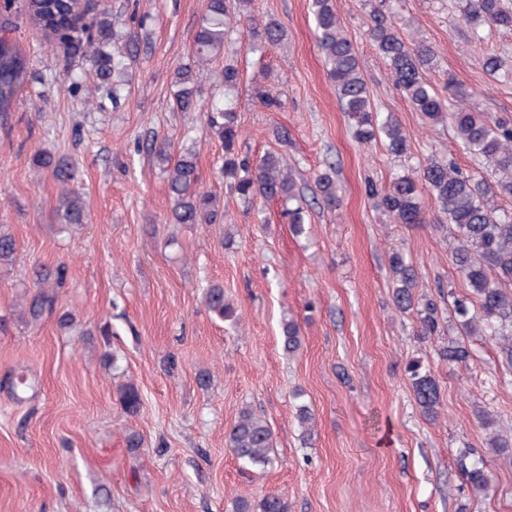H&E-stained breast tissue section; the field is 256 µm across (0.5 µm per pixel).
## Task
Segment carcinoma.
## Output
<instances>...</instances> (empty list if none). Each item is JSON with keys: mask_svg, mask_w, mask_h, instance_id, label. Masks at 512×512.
I'll return each instance as SVG.
<instances>
[{"mask_svg": "<svg viewBox=\"0 0 512 512\" xmlns=\"http://www.w3.org/2000/svg\"><path fill=\"white\" fill-rule=\"evenodd\" d=\"M506 0H466V21L478 28L488 26L512 30V6ZM386 0L373 7L368 37L379 56L389 67L394 83L405 93L413 108L432 124L451 118L458 143L492 174L500 175V193L512 197V122L494 118L484 112H473L462 100L466 95L457 90L453 79L443 73L444 88L461 100L452 115L448 104L427 73L438 68L433 48L414 41L393 25L385 11ZM251 0H206L205 12L194 35L193 64H185L175 73L177 91L174 106L181 112L204 113L205 130L218 138L224 148L221 175L224 184L240 200L252 204L258 200L280 201L282 216L295 236L309 234L307 210L303 207V187L297 185L292 168L279 152L269 151L258 162L243 157L238 150L242 136L239 114L229 97L203 105L192 86V66L215 61L224 51L231 34V24L244 23L251 32L252 48L262 44H280L285 32L277 21L259 23L251 13ZM75 0H27L29 19L48 35H62L73 53L86 58L103 83L124 70V55L102 53L96 43L104 35V26L95 21L81 29L72 27ZM317 45L328 66L330 79L336 85L343 110L354 122V137L363 146L381 141L395 157L408 153L409 141L395 114L380 112L371 103L364 78L361 58L352 42L343 34L331 0H311ZM30 77L26 57L10 41L0 43V122L9 119L20 88ZM224 89L233 91L238 84V69L230 64L218 74ZM154 152L164 164L167 186L173 201L171 222L174 224H222L224 211L217 196L199 185L197 156L189 149L174 150L170 143L154 144ZM34 173H51L63 187L57 208L60 223L80 226L85 223V203L70 187L75 169L64 157L37 151L31 158ZM317 204L329 209L339 205L333 167L316 174L314 179ZM375 207L389 215L394 224H424L428 203H433L452 228L456 245L451 261L461 276L468 293L454 297L452 310L461 336H480L495 342L501 362L512 372V211L489 202L483 180L465 175L447 159L429 158L419 168L395 177L386 191L369 189ZM15 238L0 225V262L12 259ZM392 276L394 306L400 312H416L419 332L434 336L439 328L437 302L418 293L421 287L416 265L406 253L395 250L388 257ZM208 310L222 321H236L234 306L226 299L224 287L208 286L204 292ZM56 297L41 293L29 307L38 319L44 311L53 310ZM281 348L288 357L302 347L299 323L293 318L281 322ZM439 357L450 366H467L473 359L471 348L461 340H450L439 349ZM407 379L424 416L434 418L441 405V389L432 371L419 360L406 366ZM125 410L136 414L142 408L137 388L126 384L118 389ZM296 419L302 433L312 435L313 411L310 406L296 407ZM227 444L245 468H267L272 465L273 435L264 414L243 408L227 435ZM487 445L503 459L512 460V437L496 433ZM458 469L472 496H487L492 487V474L483 457L468 448L456 457ZM234 512H289L288 501L278 493L268 492L251 500L240 496L234 501Z\"/></svg>", "mask_w": 512, "mask_h": 512, "instance_id": "obj_1", "label": "carcinoma"}]
</instances>
